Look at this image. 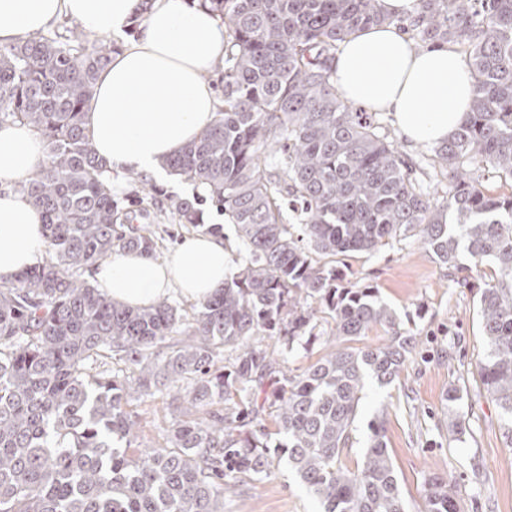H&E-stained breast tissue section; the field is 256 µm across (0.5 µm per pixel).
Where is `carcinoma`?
I'll list each match as a JSON object with an SVG mask.
<instances>
[{
  "label": "carcinoma",
  "mask_w": 512,
  "mask_h": 512,
  "mask_svg": "<svg viewBox=\"0 0 512 512\" xmlns=\"http://www.w3.org/2000/svg\"><path fill=\"white\" fill-rule=\"evenodd\" d=\"M224 24L223 105L164 165L207 190L245 255L224 289L194 308L112 303L82 278L125 250L157 256L155 233L102 180L107 162L83 117L118 47L82 34L0 47V123L27 124L46 158L22 185L42 215L45 262L0 284V512H224L244 477L288 464L321 512H406L383 422L355 468L342 465L368 382L391 385L416 338L370 285L344 283L339 255L414 239L443 266L465 251L496 278L478 303L483 384L512 438V0H418L399 21L414 48L464 54L474 96L428 164L355 109L332 63L356 30L389 20L378 0H196ZM448 178L441 180L427 167ZM288 200L296 223L281 208ZM181 224L211 235L198 203L171 198ZM332 335L316 333L319 315ZM376 326L385 343L338 347L298 374L285 363L319 340ZM165 397L179 416L160 448L132 447L133 401ZM273 418L274 429L264 423ZM428 512H461L433 479Z\"/></svg>",
  "instance_id": "cac0c4a2"
}]
</instances>
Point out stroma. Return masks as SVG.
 <instances>
[{
    "label": "stroma",
    "instance_id": "stroma-1",
    "mask_svg": "<svg viewBox=\"0 0 512 512\" xmlns=\"http://www.w3.org/2000/svg\"><path fill=\"white\" fill-rule=\"evenodd\" d=\"M164 196L196 198V185L172 175L167 180L123 177L112 189L123 205L146 196L150 189ZM149 224L159 238L158 260H166L191 232L162 203L150 207ZM337 265L351 283L377 288L398 316L405 335L417 337L394 383L368 385L355 422L353 446L344 455L355 466L370 435L369 423L384 420L385 441L393 459L406 512H427L426 484L446 482L457 494L463 512H512V446L508 445L499 410L483 389L479 364L485 348L478 319V292L493 269L474 266L460 253L457 267L445 268L417 242L386 245L373 253H350ZM464 390L462 402L449 409L452 387ZM138 424L137 447L163 446L173 420L164 398L131 403ZM468 428L462 440L448 437L449 418ZM313 495L287 464L272 467L260 482L243 483L224 500V512H319Z\"/></svg>",
    "mask_w": 512,
    "mask_h": 512
}]
</instances>
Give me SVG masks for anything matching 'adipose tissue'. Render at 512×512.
I'll list each match as a JSON object with an SVG mask.
<instances>
[{
    "label": "adipose tissue",
    "mask_w": 512,
    "mask_h": 512,
    "mask_svg": "<svg viewBox=\"0 0 512 512\" xmlns=\"http://www.w3.org/2000/svg\"><path fill=\"white\" fill-rule=\"evenodd\" d=\"M380 5L387 23L357 30L339 46L336 85L350 102L392 114L408 141L446 140L467 117L471 73L454 48L415 50L395 26V19L415 15L418 0ZM63 17L90 40L123 43L100 72L84 116L92 147L108 163L104 182L115 185L130 171L165 178L164 160L197 139L219 110L206 76L224 68L223 24L191 0H0V47L42 35ZM45 155L33 128L0 124V283L48 251L42 216L21 188ZM230 266L222 240L193 234L164 262L137 251L113 254L98 263L94 278L113 303L148 308L172 289L194 301L212 297Z\"/></svg>",
    "instance_id": "1"
}]
</instances>
